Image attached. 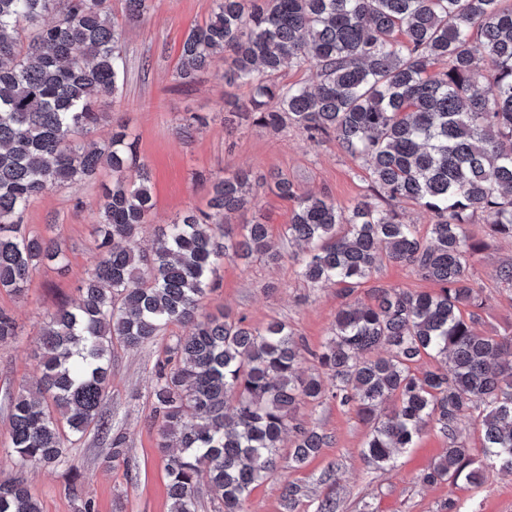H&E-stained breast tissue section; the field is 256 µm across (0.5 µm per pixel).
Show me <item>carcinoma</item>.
<instances>
[{"label":"carcinoma","mask_w":512,"mask_h":512,"mask_svg":"<svg viewBox=\"0 0 512 512\" xmlns=\"http://www.w3.org/2000/svg\"><path fill=\"white\" fill-rule=\"evenodd\" d=\"M147 2L124 0L125 21H139ZM122 36L110 0H0L1 291L22 297L37 269L67 263L56 239L21 224L30 203L104 168L112 174L77 301L45 315L40 375L8 395L15 475L0 484V512H41L26 472L44 464L77 476L67 449L92 428L110 436L106 462L126 458L102 412L112 349H137L173 324L190 333L172 338L152 392L169 512H198L204 489L214 512H241L254 485L281 467L286 432L288 468H303L328 436L297 411L329 397L370 423L362 455L373 469L394 467L395 452L433 429L448 449L423 483L479 485L495 469L512 472V336L476 331L485 298L471 274L482 246L472 225L512 239V0H213L184 38L181 86L227 57L224 84L251 89L225 125L287 122L366 164L373 192L347 207L272 176L270 190L295 203L285 237L304 246L300 277L347 298L389 261L439 286H380L368 304L345 303L317 352L281 320L252 328L202 308L224 263L282 258L267 225L232 223L266 185L251 171L203 178L207 210H185L141 246L154 203L135 139L117 123L107 141L91 140L105 116L98 102L124 81ZM290 67L312 70L313 84L276 82ZM401 203L431 216L426 234L400 218ZM17 335L0 309V342ZM308 355L323 372L303 370ZM424 357L436 366L418 372ZM473 410L479 455L459 434Z\"/></svg>","instance_id":"1"}]
</instances>
